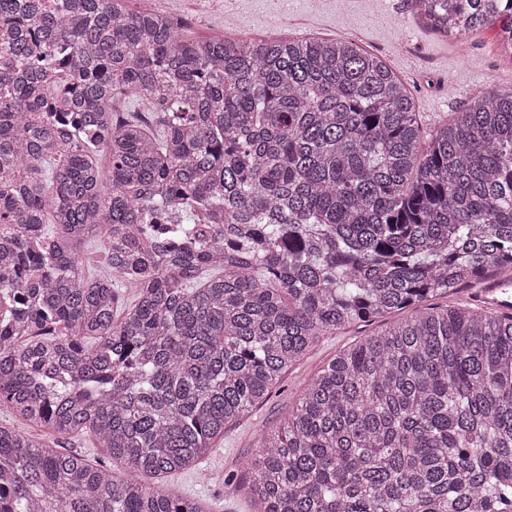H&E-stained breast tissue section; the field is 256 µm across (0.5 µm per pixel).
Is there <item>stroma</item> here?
I'll use <instances>...</instances> for the list:
<instances>
[{"mask_svg":"<svg viewBox=\"0 0 512 512\" xmlns=\"http://www.w3.org/2000/svg\"><path fill=\"white\" fill-rule=\"evenodd\" d=\"M159 11L186 22L198 38L246 35L257 40L305 37L349 38L384 61L409 91L424 133L451 119L490 86L512 88V57L500 48L501 29L492 26L459 42L434 33L413 12L410 0H153ZM373 327L354 326L319 337L271 397L239 423L198 468L167 483L188 498L208 499L213 512H254L249 499L225 482H243L246 462L261 431L276 426L295 405L301 388L340 350Z\"/></svg>","mask_w":512,"mask_h":512,"instance_id":"1","label":"stroma"}]
</instances>
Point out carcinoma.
<instances>
[{
    "mask_svg": "<svg viewBox=\"0 0 512 512\" xmlns=\"http://www.w3.org/2000/svg\"><path fill=\"white\" fill-rule=\"evenodd\" d=\"M410 2L512 50V0ZM95 240L111 274L90 279ZM511 271L512 88L425 142L352 40L0 0V407L30 427L0 425V512H211L146 479L210 454L319 337L393 315L257 436L233 490L257 512H512V314L428 304ZM34 429L90 432L120 468Z\"/></svg>",
    "mask_w": 512,
    "mask_h": 512,
    "instance_id": "carcinoma-1",
    "label": "carcinoma"
}]
</instances>
